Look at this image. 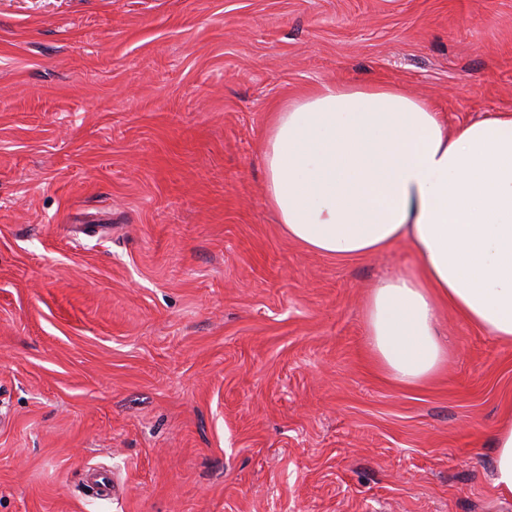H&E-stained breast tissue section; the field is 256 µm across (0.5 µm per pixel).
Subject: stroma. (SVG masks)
<instances>
[{"instance_id":"stroma-1","label":"stroma","mask_w":512,"mask_h":512,"mask_svg":"<svg viewBox=\"0 0 512 512\" xmlns=\"http://www.w3.org/2000/svg\"><path fill=\"white\" fill-rule=\"evenodd\" d=\"M328 82L511 112L512 0H0V512H512V343L444 309L398 384L364 304L411 246L266 201L272 113ZM493 483L499 493L512 495V414L493 433Z\"/></svg>"}]
</instances>
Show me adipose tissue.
Wrapping results in <instances>:
<instances>
[{"mask_svg": "<svg viewBox=\"0 0 512 512\" xmlns=\"http://www.w3.org/2000/svg\"><path fill=\"white\" fill-rule=\"evenodd\" d=\"M267 202L289 238L337 258L404 241L414 270L380 281L368 347L404 386L448 358L442 308L512 342V113L449 130L388 84H322L275 112L263 150ZM493 483L512 495V414L493 433Z\"/></svg>", "mask_w": 512, "mask_h": 512, "instance_id": "obj_1", "label": "adipose tissue"}]
</instances>
